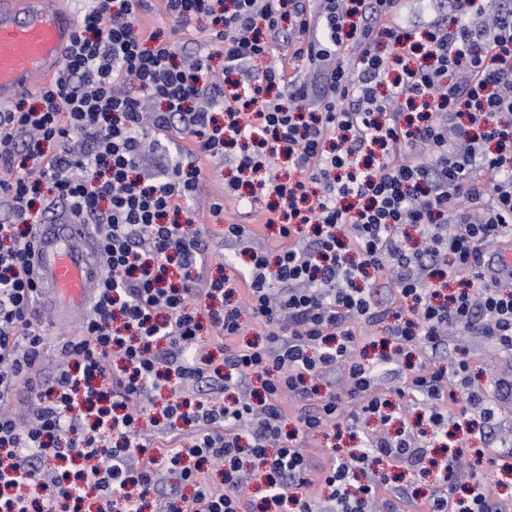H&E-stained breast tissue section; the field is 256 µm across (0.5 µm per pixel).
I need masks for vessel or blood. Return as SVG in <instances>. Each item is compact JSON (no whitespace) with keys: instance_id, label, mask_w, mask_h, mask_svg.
I'll return each mask as SVG.
<instances>
[{"instance_id":"1","label":"vessel or blood","mask_w":512,"mask_h":512,"mask_svg":"<svg viewBox=\"0 0 512 512\" xmlns=\"http://www.w3.org/2000/svg\"><path fill=\"white\" fill-rule=\"evenodd\" d=\"M75 28L68 0H0V105L30 90L34 75L50 79L59 73ZM32 264L60 319H80L103 276L87 225L60 218L39 225ZM486 276L499 287L512 288L511 243L490 250Z\"/></svg>"}]
</instances>
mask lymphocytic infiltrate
I'll return each instance as SVG.
<instances>
[{"instance_id": "1", "label": "lymphocytic infiltrate", "mask_w": 512, "mask_h": 512, "mask_svg": "<svg viewBox=\"0 0 512 512\" xmlns=\"http://www.w3.org/2000/svg\"><path fill=\"white\" fill-rule=\"evenodd\" d=\"M161 2L181 30L208 21L223 81L210 80L208 55H179L139 25L144 0H87L39 106L20 99L0 111V206L9 215L0 223V512H79L90 489L96 512H142L151 494L159 512H251L252 482L277 512H372L379 497L407 498L372 467L388 460L426 476L414 432L366 437L357 453L331 456L316 472L298 435L282 432L283 403H302L303 432L337 440L353 432L341 420L345 404L319 387L337 371L360 413L390 424L376 380L410 348L425 358L402 372V390L429 422L444 430L463 400L479 410L468 427L486 426L494 406L468 362L439 366L426 355L451 331L512 351V290L484 274L485 245L512 235V19L474 25L483 0H420L427 18L417 27L403 0ZM288 31L320 97L267 62ZM349 38L358 57L343 53ZM171 130L191 134V149L174 159L145 150L149 132ZM230 147L239 171L262 150L285 157L297 177L259 183L277 200L265 221L277 252L252 244L241 225L225 226V241L249 255L245 288L206 343L198 311L225 296V282L207 278L202 242L180 219L194 214L200 162ZM477 167L486 181H471ZM480 198L486 206L472 214L468 203ZM60 202L93 226L105 275L24 425L8 402L46 347L32 309L30 218L34 205L47 214ZM445 254L460 284L447 295L427 286ZM382 278L397 307L376 302ZM245 312L263 326L262 342L245 340ZM383 321L395 347L368 357L364 333ZM254 379L261 394L221 401ZM169 384L167 426L191 433L180 447L150 448L138 424ZM74 434L77 446L66 445ZM54 442L61 455L89 459L88 474H46ZM447 448L440 486L421 507L493 512L490 487L470 474L482 449L453 439ZM209 460L223 465L221 483L201 472ZM316 482L326 499L310 494Z\"/></svg>"}]
</instances>
